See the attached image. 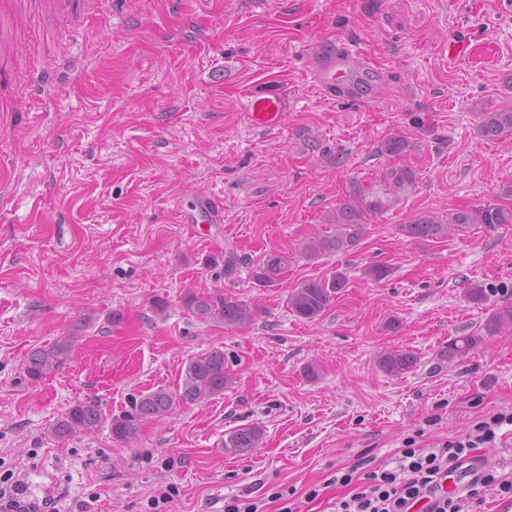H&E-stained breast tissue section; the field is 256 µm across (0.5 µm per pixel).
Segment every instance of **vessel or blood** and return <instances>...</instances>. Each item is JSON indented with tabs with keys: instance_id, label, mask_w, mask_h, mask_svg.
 I'll return each instance as SVG.
<instances>
[{
	"instance_id": "obj_1",
	"label": "vessel or blood",
	"mask_w": 512,
	"mask_h": 512,
	"mask_svg": "<svg viewBox=\"0 0 512 512\" xmlns=\"http://www.w3.org/2000/svg\"><path fill=\"white\" fill-rule=\"evenodd\" d=\"M363 55L351 47L321 57L313 71L314 83L328 99L352 98L358 93V70L367 68ZM288 110V94L278 88L252 90L246 94L244 112L248 125L255 130L271 131L279 128Z\"/></svg>"
}]
</instances>
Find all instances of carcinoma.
Masks as SVG:
<instances>
[{
  "label": "carcinoma",
  "mask_w": 512,
  "mask_h": 512,
  "mask_svg": "<svg viewBox=\"0 0 512 512\" xmlns=\"http://www.w3.org/2000/svg\"><path fill=\"white\" fill-rule=\"evenodd\" d=\"M479 130L488 140L512 138V109L480 113ZM412 182L413 173L407 167L392 168L383 177L384 185L397 193ZM381 205L382 200L373 192L348 198L343 206L336 209L334 229L303 242L302 254L308 259H317L329 252L354 249L363 237L368 217ZM471 224H512V208L488 202L476 208L450 212L445 222L420 217L401 225V230L413 238L434 241L447 237L450 225L466 228ZM287 267L288 253L272 251L254 270V279L260 286H271ZM346 284L347 279L342 272L324 280L303 281L288 294V307L297 317L314 321ZM184 303L193 316L205 322L237 325L246 324L253 317L249 306L222 291L189 293ZM479 342L480 337L474 335L452 336L448 339L444 356L450 360L462 358L473 351ZM72 348L73 340L65 339L33 349L26 364L27 374L39 380L53 373L67 361ZM414 363V354L406 350L388 351L379 357V366L390 375H402ZM181 377L182 383L174 391L158 387L133 398L130 410L112 419V435L131 443L138 437L144 422L163 419L181 405L199 404L219 396L231 382L224 370V351L218 348L190 357L185 362ZM103 423L104 415L97 402H79L51 426L49 434L63 440L80 432L94 431ZM262 435L263 430L258 426L236 428L224 434V450L235 454L246 453L257 447Z\"/></svg>",
  "instance_id": "obj_1"
}]
</instances>
